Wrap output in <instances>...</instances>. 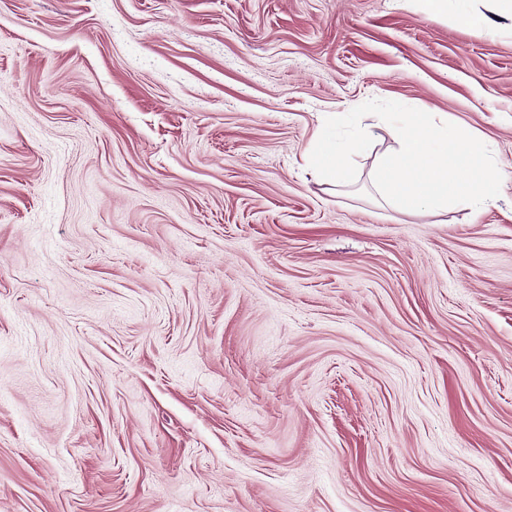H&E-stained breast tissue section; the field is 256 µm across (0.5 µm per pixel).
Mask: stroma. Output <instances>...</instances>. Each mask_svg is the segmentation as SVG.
Masks as SVG:
<instances>
[{"mask_svg":"<svg viewBox=\"0 0 512 512\" xmlns=\"http://www.w3.org/2000/svg\"><path fill=\"white\" fill-rule=\"evenodd\" d=\"M426 105L499 201L305 151ZM0 512H512V33L421 0H0Z\"/></svg>","mask_w":512,"mask_h":512,"instance_id":"35a3bbf8","label":"stroma"}]
</instances>
